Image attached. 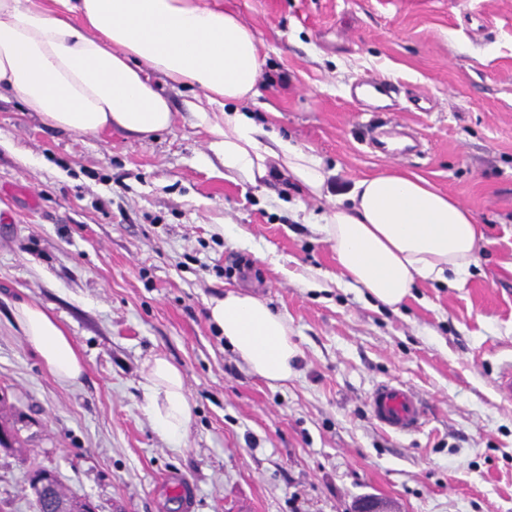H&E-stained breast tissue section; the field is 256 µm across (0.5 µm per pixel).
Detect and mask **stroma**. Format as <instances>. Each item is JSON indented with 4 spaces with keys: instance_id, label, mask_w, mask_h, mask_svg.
<instances>
[{
    "instance_id": "35a3bbf8",
    "label": "stroma",
    "mask_w": 512,
    "mask_h": 512,
    "mask_svg": "<svg viewBox=\"0 0 512 512\" xmlns=\"http://www.w3.org/2000/svg\"><path fill=\"white\" fill-rule=\"evenodd\" d=\"M265 58L249 109L313 146L334 193L386 170L417 173L477 216L486 239L465 281L417 284L399 309L338 282L329 242L293 217L281 183H233L171 92L173 123L144 141L71 135L0 94V512H35L27 472H54L96 512H512V0H217ZM398 82L392 119L424 155L369 150L348 84ZM431 109L411 107L420 95ZM233 232H225V225ZM227 290L288 318L298 356L283 386L252 374L210 323ZM34 303L84 360L63 384L14 311ZM181 367L195 413L174 445L144 410L143 366ZM415 389L426 422L394 434L370 393Z\"/></svg>"
}]
</instances>
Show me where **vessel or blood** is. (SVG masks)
I'll return each mask as SVG.
<instances>
[{"label": "vessel or blood", "instance_id": "obj_1", "mask_svg": "<svg viewBox=\"0 0 512 512\" xmlns=\"http://www.w3.org/2000/svg\"><path fill=\"white\" fill-rule=\"evenodd\" d=\"M380 99H393L395 85L388 79L377 75H368L354 82L349 90L351 102L362 111H374L370 103V94ZM372 416L385 430L410 434L423 424L425 408L415 390L406 384L391 381L378 385L371 394Z\"/></svg>", "mask_w": 512, "mask_h": 512}]
</instances>
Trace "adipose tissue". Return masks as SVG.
<instances>
[{"label":"adipose tissue","mask_w":512,"mask_h":512,"mask_svg":"<svg viewBox=\"0 0 512 512\" xmlns=\"http://www.w3.org/2000/svg\"><path fill=\"white\" fill-rule=\"evenodd\" d=\"M263 63L253 30L210 0H0V91L46 126L143 140L173 121L160 84L187 87L185 106L225 179L257 186L274 176L303 198H326L334 172L316 150L268 132L246 108ZM306 220L331 243L343 283L392 309L418 283H460L483 239L471 211L397 171L356 181ZM208 316L254 375L272 385L292 378L297 347L286 316L234 290L212 299ZM15 317L59 381L82 377L74 340L52 314L22 303ZM143 378L146 413L181 444L194 413L184 371L158 355Z\"/></svg>","instance_id":"ef3b65f1"}]
</instances>
